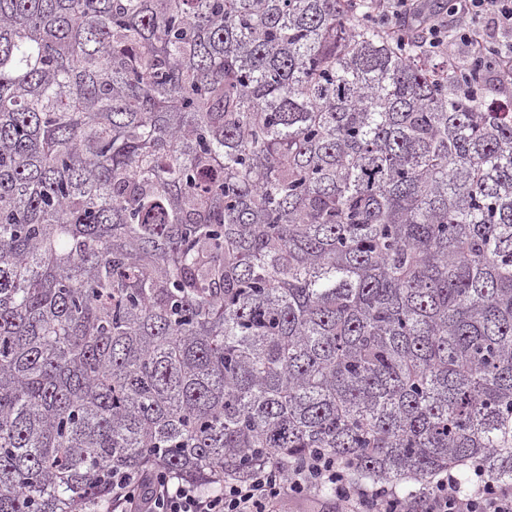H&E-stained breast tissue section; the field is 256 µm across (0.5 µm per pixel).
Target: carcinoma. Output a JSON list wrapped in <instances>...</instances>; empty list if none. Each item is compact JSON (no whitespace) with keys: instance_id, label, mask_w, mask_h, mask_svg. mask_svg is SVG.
Instances as JSON below:
<instances>
[{"instance_id":"carcinoma-1","label":"carcinoma","mask_w":512,"mask_h":512,"mask_svg":"<svg viewBox=\"0 0 512 512\" xmlns=\"http://www.w3.org/2000/svg\"><path fill=\"white\" fill-rule=\"evenodd\" d=\"M367 11L0 0V512L512 482V92Z\"/></svg>"}]
</instances>
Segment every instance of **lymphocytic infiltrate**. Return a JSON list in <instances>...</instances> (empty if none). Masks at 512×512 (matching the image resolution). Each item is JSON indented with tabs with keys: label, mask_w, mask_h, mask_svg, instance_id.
Returning a JSON list of instances; mask_svg holds the SVG:
<instances>
[{
	"label": "lymphocytic infiltrate",
	"mask_w": 512,
	"mask_h": 512,
	"mask_svg": "<svg viewBox=\"0 0 512 512\" xmlns=\"http://www.w3.org/2000/svg\"><path fill=\"white\" fill-rule=\"evenodd\" d=\"M425 0H373L369 16L380 27L401 33L420 20L422 46L442 67L462 75L465 63L486 57L491 76L512 87V40L496 39L497 31H512V0H450L446 11L424 9ZM474 494H460L454 473L439 477L423 501L401 498L384 484L355 479L342 465L317 456L304 466L285 470L257 469L246 481L225 478L219 492L202 495L188 482L155 481L149 497L130 478L114 483L112 498L120 512H280L290 499L307 496L322 486L336 491L338 512H512V484H496L475 475Z\"/></svg>",
	"instance_id": "obj_1"
}]
</instances>
